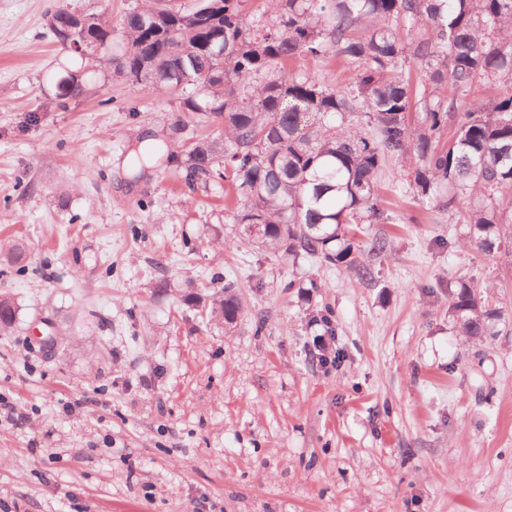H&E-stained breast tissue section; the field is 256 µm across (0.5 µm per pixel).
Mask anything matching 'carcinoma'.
<instances>
[{
	"label": "carcinoma",
	"instance_id": "obj_1",
	"mask_svg": "<svg viewBox=\"0 0 512 512\" xmlns=\"http://www.w3.org/2000/svg\"><path fill=\"white\" fill-rule=\"evenodd\" d=\"M222 2L144 0L115 23L86 12L76 38L111 47L95 61L116 76L179 94L218 125L199 139L182 125L190 144L166 148V159L191 190L227 183L247 243L370 274L349 225L387 220L378 175L396 159L412 199L442 211L466 205L462 248L499 253L512 230V0H263L250 15L244 0ZM329 56L353 68L351 85L288 67ZM412 61L426 68L422 84L410 80ZM89 79L68 73L59 105ZM450 119L456 131L444 142ZM241 312L237 285L225 283L210 315L229 326ZM15 318L1 294L0 330ZM448 318L482 340L498 335L504 313L460 280Z\"/></svg>",
	"mask_w": 512,
	"mask_h": 512
}]
</instances>
